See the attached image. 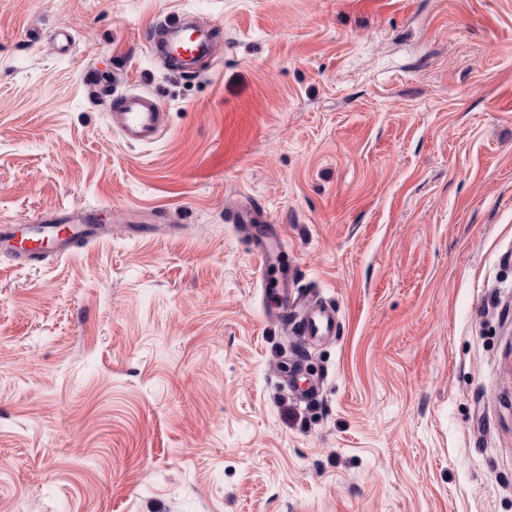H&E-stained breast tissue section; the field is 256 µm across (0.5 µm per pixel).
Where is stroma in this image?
Here are the masks:
<instances>
[{"label": "stroma", "instance_id": "1", "mask_svg": "<svg viewBox=\"0 0 512 512\" xmlns=\"http://www.w3.org/2000/svg\"><path fill=\"white\" fill-rule=\"evenodd\" d=\"M176 12L209 69L149 54ZM76 207L105 236L0 250V512H512V0H0V225ZM187 13L165 18L146 31L144 41L149 49L161 50L169 70L175 73L193 72L198 61H212L217 46L214 27L198 25ZM112 125L130 145H151L159 141L167 127V113L149 93L129 92L112 99ZM226 218L234 224H247L249 226V247L259 263L263 273V284L266 286L265 273L285 245V237L282 231L276 225L271 224V228L263 234L257 233L252 224H270L272 219L267 214L253 209L240 208L230 212ZM336 329V313L320 305H312L297 327L301 336H332Z\"/></svg>", "mask_w": 512, "mask_h": 512}]
</instances>
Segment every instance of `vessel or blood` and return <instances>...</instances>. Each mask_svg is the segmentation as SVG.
Instances as JSON below:
<instances>
[{"mask_svg":"<svg viewBox=\"0 0 512 512\" xmlns=\"http://www.w3.org/2000/svg\"><path fill=\"white\" fill-rule=\"evenodd\" d=\"M144 41L150 50L162 51L170 71L189 73L200 60H213L217 38L213 28L198 25L188 14L177 13L146 31ZM112 125L131 145H151L159 141L167 127V114L159 101L145 92H129L113 99ZM235 224L265 225L264 233H251L249 247L261 269H268L285 245L282 231L269 227L267 214L248 208L230 212ZM101 232L96 213L73 208L61 215L40 219L35 224H15L0 228V241L15 246L18 241L47 242L60 254H69L75 244L96 239ZM337 329L333 310L311 306L297 330L302 336H332Z\"/></svg>","mask_w":512,"mask_h":512,"instance_id":"obj_1","label":"vessel or blood"}]
</instances>
